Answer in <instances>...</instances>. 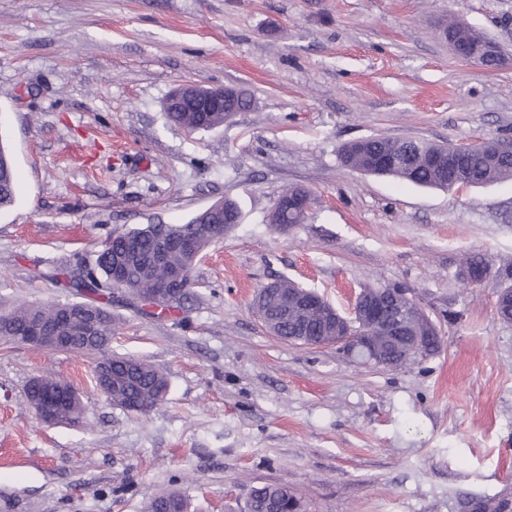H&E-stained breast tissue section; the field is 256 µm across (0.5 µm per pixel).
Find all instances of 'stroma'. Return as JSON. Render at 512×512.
Listing matches in <instances>:
<instances>
[{"label": "stroma", "instance_id": "35a3bbf8", "mask_svg": "<svg viewBox=\"0 0 512 512\" xmlns=\"http://www.w3.org/2000/svg\"><path fill=\"white\" fill-rule=\"evenodd\" d=\"M460 22L507 58L485 70L440 34ZM245 91L209 131L169 123L179 84ZM512 134V0H0V141L18 178L0 210V312L74 302L47 270L92 267L112 233L183 224L231 199L242 220L192 271L188 300L149 316L112 296L111 353L169 388L138 415L94 360L0 341V512H245L293 489L305 512H470L512 502V322L504 282L464 281L478 254L512 264V177L443 191L343 166L352 140L458 145ZM311 195L302 224L267 215ZM286 278L340 310L366 285L409 288L438 354L399 369L272 335L256 294ZM69 382L85 412L47 425L26 388ZM273 502L278 505L280 511L299 512L301 508L299 499L287 486L265 484L250 490L246 509L247 512H268Z\"/></svg>", "mask_w": 512, "mask_h": 512}]
</instances>
